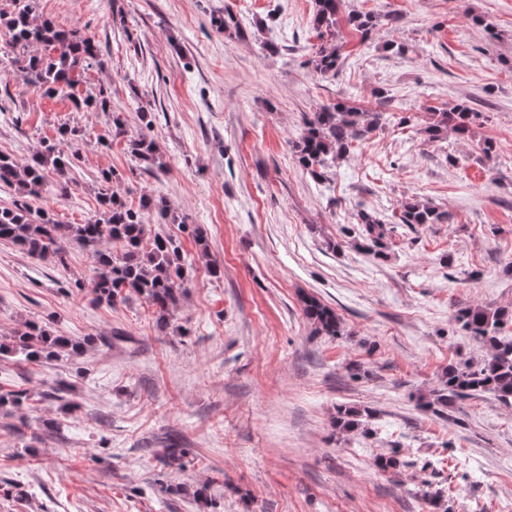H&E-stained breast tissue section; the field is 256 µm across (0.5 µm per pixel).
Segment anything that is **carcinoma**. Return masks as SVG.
Returning a JSON list of instances; mask_svg holds the SVG:
<instances>
[{
	"label": "carcinoma",
	"instance_id": "1",
	"mask_svg": "<svg viewBox=\"0 0 512 512\" xmlns=\"http://www.w3.org/2000/svg\"><path fill=\"white\" fill-rule=\"evenodd\" d=\"M13 12L0 16V23L9 31L8 49L0 52V62L24 63V70L35 86L46 96L67 94L75 82V73L92 66H103L95 42L74 28H64L49 19L34 16L32 0H14ZM339 0H315L314 26L323 42L315 48L310 59L314 73L325 76L336 73L344 60V44L336 38ZM345 25L367 38L377 25L370 13L353 12L346 16ZM77 109L90 112L111 111V97L104 88L95 96L74 101ZM476 113L459 104L448 112L431 113L424 128L430 140L452 131L465 135L470 131ZM385 120L384 113L358 109L337 102L325 105L304 123L294 144L297 164L313 178L324 177L329 162L347 156L354 143L373 133ZM132 154L146 164V170L161 172L165 163L156 145L146 136L131 141ZM79 151L66 152L55 143H44L33 157L20 163L0 153V185L13 186L24 197H38L51 175L66 178L76 166ZM102 210L89 224H61L44 208L32 210L26 202L0 207V242L54 265L66 266L70 251L67 245L75 241L92 246L95 275L91 283L93 301L113 307L138 297L154 307L157 323L167 329L181 297L189 259L178 239L156 233L147 237L148 225L143 212H152L159 222L171 216L170 206L163 198L146 196L139 209L128 207L121 198L110 192L101 193ZM361 232L356 247L375 259L387 258L385 224L368 210L358 214ZM407 226L448 223V212L429 202H405L397 217ZM181 227L208 254L206 234L196 224L180 220ZM303 313L319 335H341V320L336 311L314 297L304 300ZM512 313L476 305L460 311L457 321L471 336L489 348L481 362L448 365L441 379L442 388L435 398L418 399L425 411H437V406L450 407L463 397L491 393L500 401H512V338L500 335ZM76 349L72 340L39 326L27 323L0 342V355L20 354L24 360L35 362L49 359ZM362 413L354 407L341 406L336 410L334 426L343 433L356 431Z\"/></svg>",
	"mask_w": 512,
	"mask_h": 512
}]
</instances>
